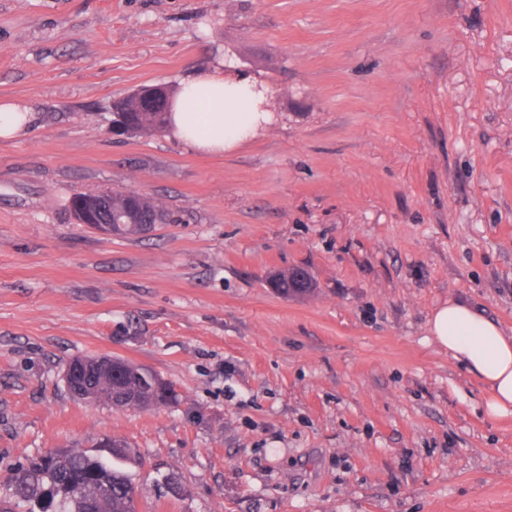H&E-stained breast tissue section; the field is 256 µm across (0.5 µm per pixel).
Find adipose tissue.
Instances as JSON below:
<instances>
[{
	"label": "adipose tissue",
	"instance_id": "ef3b65f1",
	"mask_svg": "<svg viewBox=\"0 0 512 512\" xmlns=\"http://www.w3.org/2000/svg\"><path fill=\"white\" fill-rule=\"evenodd\" d=\"M265 93L248 79L222 69L181 81L167 131L170 138L208 155H224L255 137L271 121ZM430 333L455 361L484 384L489 417L512 413V336L463 299L437 308Z\"/></svg>",
	"mask_w": 512,
	"mask_h": 512
}]
</instances>
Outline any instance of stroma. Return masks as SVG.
I'll list each match as a JSON object with an SVG mask.
<instances>
[{"instance_id": "35a3bbf8", "label": "stroma", "mask_w": 512, "mask_h": 512, "mask_svg": "<svg viewBox=\"0 0 512 512\" xmlns=\"http://www.w3.org/2000/svg\"><path fill=\"white\" fill-rule=\"evenodd\" d=\"M221 63L273 115L243 147L113 133ZM3 101L0 480L119 437L139 512H512V414L429 334L458 297L512 336V0H0ZM99 189L171 221L75 223ZM293 266L314 294L270 288ZM84 356L179 401L74 399ZM33 112L14 103H0V138H12L22 133L32 122ZM110 204H112L110 222H98L97 215L105 213ZM132 206L146 224L133 223L130 218L128 227L125 225L112 227L114 212L131 209ZM71 212L75 223L84 224L109 236H117L123 230L132 231L135 235L144 234L155 224H164L168 220V213L152 197L143 194L133 196L130 192L123 190L100 189L83 192L73 200Z\"/></svg>"}]
</instances>
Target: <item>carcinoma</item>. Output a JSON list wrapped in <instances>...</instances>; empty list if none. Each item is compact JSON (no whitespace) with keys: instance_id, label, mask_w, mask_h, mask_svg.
Masks as SVG:
<instances>
[{"instance_id":"obj_1","label":"carcinoma","mask_w":512,"mask_h":512,"mask_svg":"<svg viewBox=\"0 0 512 512\" xmlns=\"http://www.w3.org/2000/svg\"><path fill=\"white\" fill-rule=\"evenodd\" d=\"M125 109L133 121L137 135H151L156 130L158 107H145L132 99L125 100ZM135 208L146 224H163L168 213L147 195L136 196L128 191H112V211ZM271 287L286 297L307 294L316 288L313 276L303 268H290L275 273ZM149 369L115 359L112 378L99 374L92 389L105 397L102 404L112 400V406L122 409L131 404L148 408L170 406L178 402L174 390L159 392ZM115 454L104 458L89 449L71 448L61 455L49 449L14 469L4 480L5 494L0 498V512H33L32 501L40 496L48 481L71 493L58 512H137V493L129 477L117 466L131 458L132 448L123 440H112Z\"/></svg>"}]
</instances>
